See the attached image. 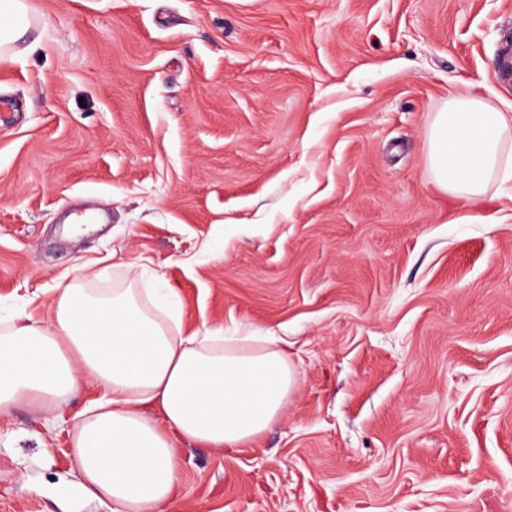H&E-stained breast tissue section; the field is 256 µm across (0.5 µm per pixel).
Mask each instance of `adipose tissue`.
<instances>
[{
	"instance_id": "obj_1",
	"label": "adipose tissue",
	"mask_w": 512,
	"mask_h": 512,
	"mask_svg": "<svg viewBox=\"0 0 512 512\" xmlns=\"http://www.w3.org/2000/svg\"><path fill=\"white\" fill-rule=\"evenodd\" d=\"M427 161L436 186L468 203L512 178V115L476 92L435 113ZM286 340L224 348L174 334L131 288L73 282L48 320L27 313L0 330V415L25 401L65 421L87 384L99 389L71 433L84 494L113 512H171L179 447L219 452L256 440L294 384Z\"/></svg>"
}]
</instances>
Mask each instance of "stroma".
<instances>
[{
	"label": "stroma",
	"mask_w": 512,
	"mask_h": 512,
	"mask_svg": "<svg viewBox=\"0 0 512 512\" xmlns=\"http://www.w3.org/2000/svg\"><path fill=\"white\" fill-rule=\"evenodd\" d=\"M0 56V322L72 280L274 330L295 384L176 512H512V181L438 189L426 133L512 113V0H25ZM0 512H112L66 427L0 416Z\"/></svg>",
	"instance_id": "stroma-1"
}]
</instances>
